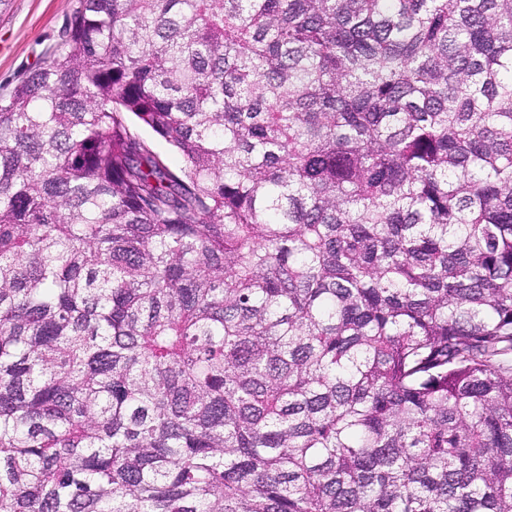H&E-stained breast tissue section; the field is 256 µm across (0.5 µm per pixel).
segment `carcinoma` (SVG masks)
Listing matches in <instances>:
<instances>
[{"mask_svg":"<svg viewBox=\"0 0 512 512\" xmlns=\"http://www.w3.org/2000/svg\"><path fill=\"white\" fill-rule=\"evenodd\" d=\"M76 2L0 93V512H512V0Z\"/></svg>","mask_w":512,"mask_h":512,"instance_id":"cac0c4a2","label":"carcinoma"}]
</instances>
